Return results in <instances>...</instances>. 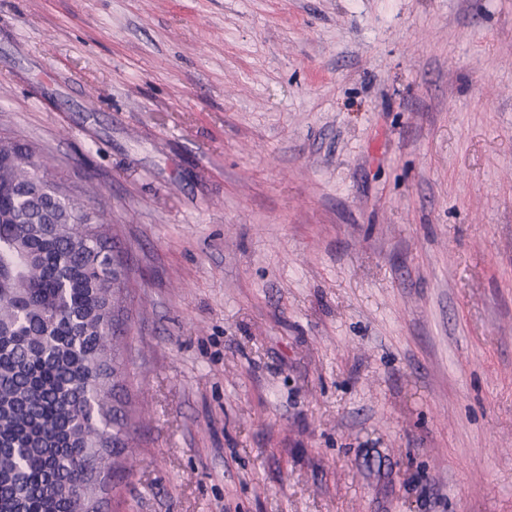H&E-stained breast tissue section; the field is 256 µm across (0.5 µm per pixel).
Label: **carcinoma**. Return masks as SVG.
Masks as SVG:
<instances>
[{
    "mask_svg": "<svg viewBox=\"0 0 512 512\" xmlns=\"http://www.w3.org/2000/svg\"><path fill=\"white\" fill-rule=\"evenodd\" d=\"M112 225L0 138V512H99L132 415L112 394L133 363V302Z\"/></svg>",
    "mask_w": 512,
    "mask_h": 512,
    "instance_id": "obj_1",
    "label": "carcinoma"
}]
</instances>
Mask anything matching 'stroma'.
I'll list each match as a JSON object with an SVG mask.
<instances>
[{
  "label": "stroma",
  "mask_w": 512,
  "mask_h": 512,
  "mask_svg": "<svg viewBox=\"0 0 512 512\" xmlns=\"http://www.w3.org/2000/svg\"><path fill=\"white\" fill-rule=\"evenodd\" d=\"M0 136L134 281L100 512H512V0H0Z\"/></svg>",
  "instance_id": "35a3bbf8"
}]
</instances>
